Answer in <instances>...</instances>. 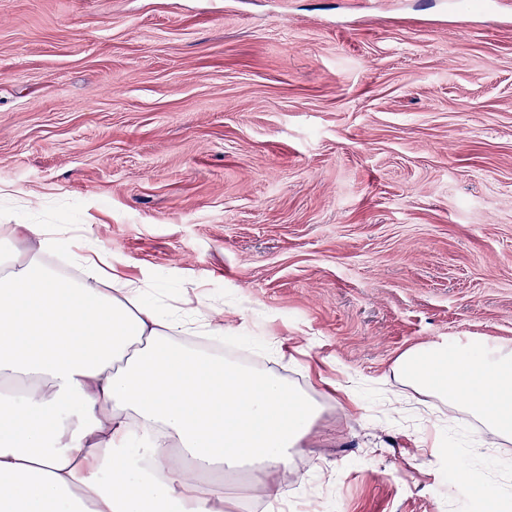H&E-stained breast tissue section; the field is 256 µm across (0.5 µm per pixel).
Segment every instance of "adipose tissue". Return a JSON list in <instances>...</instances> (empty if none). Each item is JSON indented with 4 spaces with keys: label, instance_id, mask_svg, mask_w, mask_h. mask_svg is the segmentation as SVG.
<instances>
[{
    "label": "adipose tissue",
    "instance_id": "adipose-tissue-1",
    "mask_svg": "<svg viewBox=\"0 0 512 512\" xmlns=\"http://www.w3.org/2000/svg\"><path fill=\"white\" fill-rule=\"evenodd\" d=\"M22 236L37 245L21 254ZM56 247L41 224L0 235V512H239L224 476L243 468L281 502L273 476L306 453L318 405L181 344L230 331L212 303H164L98 254L62 282L44 261ZM391 376V413L408 387L512 442L511 348L423 343Z\"/></svg>",
    "mask_w": 512,
    "mask_h": 512
}]
</instances>
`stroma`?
Segmentation results:
<instances>
[{"instance_id":"stroma-1","label":"stroma","mask_w":512,"mask_h":512,"mask_svg":"<svg viewBox=\"0 0 512 512\" xmlns=\"http://www.w3.org/2000/svg\"><path fill=\"white\" fill-rule=\"evenodd\" d=\"M220 304L323 407L293 512H501L479 432L384 410L407 349L512 347V23L495 0H0V225ZM444 453L455 466V478L461 482H468L472 474V453L467 449L457 448L451 441H448V448H444Z\"/></svg>"}]
</instances>
